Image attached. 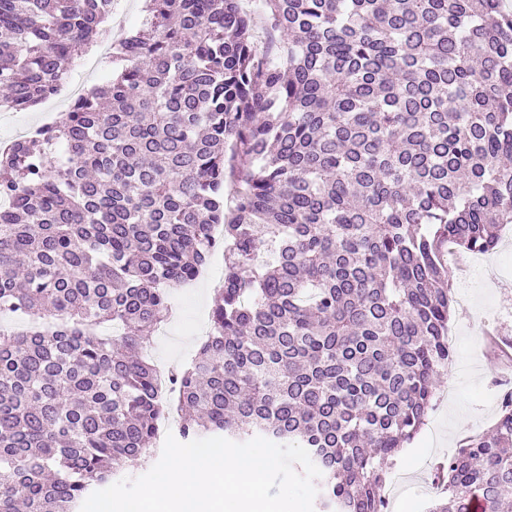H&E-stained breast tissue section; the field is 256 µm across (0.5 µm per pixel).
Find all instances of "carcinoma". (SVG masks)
<instances>
[{"mask_svg":"<svg viewBox=\"0 0 512 512\" xmlns=\"http://www.w3.org/2000/svg\"><path fill=\"white\" fill-rule=\"evenodd\" d=\"M113 2L0 0L7 107L54 95ZM145 2L110 78L0 154V317L29 323L0 329V512H76L156 453L144 351L218 247L180 437L299 444L317 512H384L451 360L444 250L512 224V9L260 0L262 47L241 0ZM436 478L428 512H512V397Z\"/></svg>","mask_w":512,"mask_h":512,"instance_id":"cac0c4a2","label":"carcinoma"}]
</instances>
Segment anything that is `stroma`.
<instances>
[{
    "label": "stroma",
    "mask_w": 512,
    "mask_h": 512,
    "mask_svg": "<svg viewBox=\"0 0 512 512\" xmlns=\"http://www.w3.org/2000/svg\"><path fill=\"white\" fill-rule=\"evenodd\" d=\"M468 256L448 257V279L454 302L448 327L452 358L438 376L436 395L426 426L389 468L399 484L386 512H425L438 495L433 487L437 467L470 437L485 433L500 415V395L512 390V358L497 352L493 341L512 337V232L503 233L488 253L487 265L469 268ZM216 283L200 278L194 285L174 289V316L163 333L154 336L153 361L182 365L197 350L188 334L208 319Z\"/></svg>",
    "instance_id": "1"
}]
</instances>
